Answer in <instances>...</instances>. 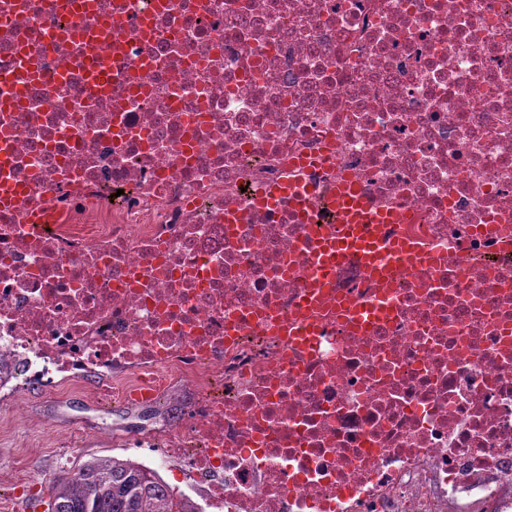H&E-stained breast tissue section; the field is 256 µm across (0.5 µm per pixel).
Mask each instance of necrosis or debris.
<instances>
[{
  "label": "necrosis or debris",
  "instance_id": "1",
  "mask_svg": "<svg viewBox=\"0 0 512 512\" xmlns=\"http://www.w3.org/2000/svg\"><path fill=\"white\" fill-rule=\"evenodd\" d=\"M344 181L415 252L315 288ZM0 357L189 387L212 512H512V0H0Z\"/></svg>",
  "mask_w": 512,
  "mask_h": 512
}]
</instances>
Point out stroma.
<instances>
[{
	"mask_svg": "<svg viewBox=\"0 0 512 512\" xmlns=\"http://www.w3.org/2000/svg\"><path fill=\"white\" fill-rule=\"evenodd\" d=\"M104 377L88 374L54 389L30 387L29 416L20 419L0 397V512H17L30 494L47 495L61 470L93 456H120L151 464L152 452L130 447L142 428L168 418L170 405L134 412L122 392L100 398Z\"/></svg>",
	"mask_w": 512,
	"mask_h": 512,
	"instance_id": "35a3bbf8",
	"label": "stroma"
}]
</instances>
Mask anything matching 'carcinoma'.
Returning <instances> with one entry per match:
<instances>
[{
  "label": "carcinoma",
  "instance_id": "obj_1",
  "mask_svg": "<svg viewBox=\"0 0 512 512\" xmlns=\"http://www.w3.org/2000/svg\"><path fill=\"white\" fill-rule=\"evenodd\" d=\"M52 512H198L157 470L131 459L92 457L54 478Z\"/></svg>",
  "mask_w": 512,
  "mask_h": 512
}]
</instances>
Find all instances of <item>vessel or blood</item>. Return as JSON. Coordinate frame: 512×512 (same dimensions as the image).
<instances>
[{
    "instance_id": "vessel-or-blood-1",
    "label": "vessel or blood",
    "mask_w": 512,
    "mask_h": 512,
    "mask_svg": "<svg viewBox=\"0 0 512 512\" xmlns=\"http://www.w3.org/2000/svg\"><path fill=\"white\" fill-rule=\"evenodd\" d=\"M336 209L342 214L347 229L343 238L325 243L321 258L322 268H329L334 257L354 253L369 260L372 273L384 276L392 265L410 257L412 249L407 243L396 240L383 250L367 230L371 224L397 223L399 216L396 212L370 211L356 187L351 185L337 190Z\"/></svg>"
}]
</instances>
